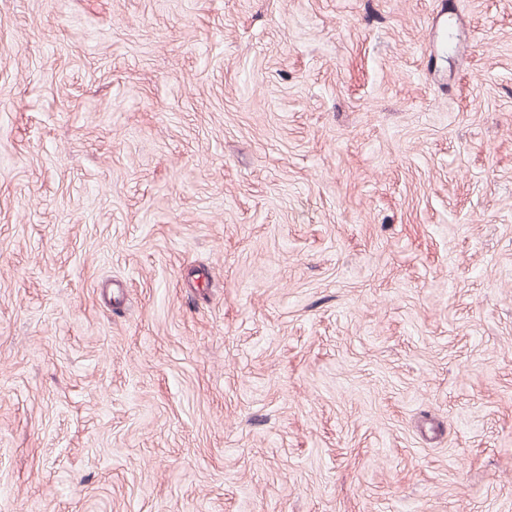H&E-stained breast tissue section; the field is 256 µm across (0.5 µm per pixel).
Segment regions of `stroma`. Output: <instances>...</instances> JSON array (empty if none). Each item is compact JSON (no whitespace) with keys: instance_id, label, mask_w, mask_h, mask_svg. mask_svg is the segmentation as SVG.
<instances>
[{"instance_id":"stroma-1","label":"stroma","mask_w":512,"mask_h":512,"mask_svg":"<svg viewBox=\"0 0 512 512\" xmlns=\"http://www.w3.org/2000/svg\"><path fill=\"white\" fill-rule=\"evenodd\" d=\"M0 0V512H512V0Z\"/></svg>"}]
</instances>
